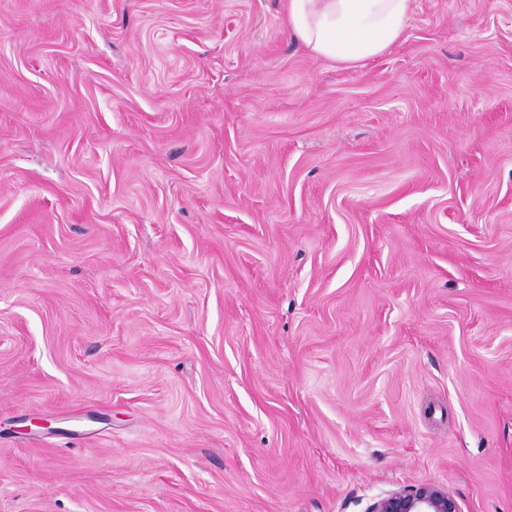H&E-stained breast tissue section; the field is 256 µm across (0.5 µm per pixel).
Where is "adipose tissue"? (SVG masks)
I'll list each match as a JSON object with an SVG mask.
<instances>
[{
	"mask_svg": "<svg viewBox=\"0 0 512 512\" xmlns=\"http://www.w3.org/2000/svg\"><path fill=\"white\" fill-rule=\"evenodd\" d=\"M288 33L313 57L352 67L396 45L412 0H283Z\"/></svg>",
	"mask_w": 512,
	"mask_h": 512,
	"instance_id": "adipose-tissue-1",
	"label": "adipose tissue"
}]
</instances>
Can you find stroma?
<instances>
[{
    "label": "stroma",
    "instance_id": "stroma-1",
    "mask_svg": "<svg viewBox=\"0 0 512 512\" xmlns=\"http://www.w3.org/2000/svg\"><path fill=\"white\" fill-rule=\"evenodd\" d=\"M423 483L512 512V0L355 67L281 0H0V512Z\"/></svg>",
    "mask_w": 512,
    "mask_h": 512
}]
</instances>
